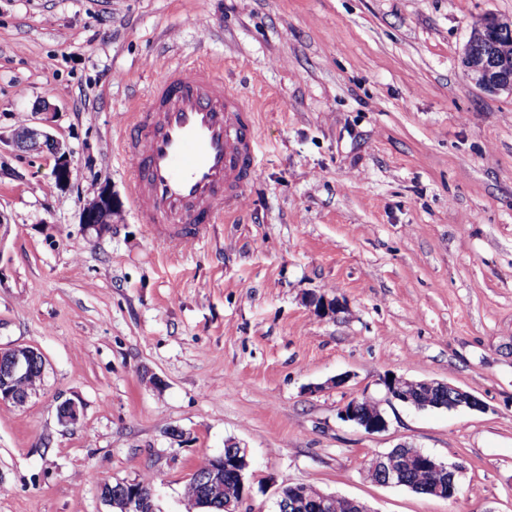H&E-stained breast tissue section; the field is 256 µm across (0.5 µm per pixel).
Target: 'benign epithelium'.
<instances>
[{
  "label": "benign epithelium",
  "mask_w": 512,
  "mask_h": 512,
  "mask_svg": "<svg viewBox=\"0 0 512 512\" xmlns=\"http://www.w3.org/2000/svg\"><path fill=\"white\" fill-rule=\"evenodd\" d=\"M491 36L507 35L512 33V20L502 19L497 16L485 17L471 33L461 56V65L468 78L479 88L498 93L507 91L512 94V65L497 59L486 50L478 48V32ZM14 143L17 147L29 151L48 150L57 156L54 175L57 182L65 185L72 176L71 156L56 138L47 131L34 126H23L14 133ZM116 210V200L112 190L104 186L94 199V206L83 207L81 223L89 228L102 232L111 223L112 213ZM314 312L322 317H334L341 310V304L336 298L326 295H311L308 298ZM38 366L40 371L46 369V359L35 347L26 345L0 346V404L13 403L23 405L30 397L28 392L17 390V380L28 376L33 366ZM411 380L403 376H385L381 384L386 391L387 401L408 404L414 401L408 384ZM418 384L423 388L440 386L448 391V408L459 406H472L475 409L482 408V404L470 393L461 391L451 385L436 383L434 381L420 380ZM82 413V405L74 400H65L57 406L59 421L64 425L76 423ZM341 417L362 427L366 432L373 434L383 432L388 427V421L382 412L372 415H364L359 411L357 399L347 402L340 410ZM419 460L439 473L448 474V486H438L437 492L446 493L453 497L461 486L460 477L463 474V466L459 463H445L431 454H420ZM249 466L247 450L239 448L237 457L227 460L219 454L213 458V466L202 483L203 495L218 491L224 486V470H233L241 486L240 501L251 497L246 487L245 470ZM101 497L118 512H143V502L140 489L136 481H121L116 485L104 482L100 485ZM277 504H288L290 512H326L330 507L333 496L318 493L316 496L307 495V487L299 484L282 485L277 491Z\"/></svg>",
  "instance_id": "obj_1"
}]
</instances>
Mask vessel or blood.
<instances>
[{"label":"vessel or blood","instance_id":"obj_1","mask_svg":"<svg viewBox=\"0 0 512 512\" xmlns=\"http://www.w3.org/2000/svg\"><path fill=\"white\" fill-rule=\"evenodd\" d=\"M252 107L217 67H167L144 104L127 115L119 148L132 164L141 223L169 247L192 243L190 224H218L258 174Z\"/></svg>","mask_w":512,"mask_h":512}]
</instances>
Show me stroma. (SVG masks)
I'll return each instance as SVG.
<instances>
[{"instance_id": "stroma-1", "label": "stroma", "mask_w": 512, "mask_h": 512, "mask_svg": "<svg viewBox=\"0 0 512 512\" xmlns=\"http://www.w3.org/2000/svg\"><path fill=\"white\" fill-rule=\"evenodd\" d=\"M489 15L512 0H0V344L47 360L37 394L0 404V512H110L101 484L144 477L159 512H199L185 486L230 439L240 512L296 483L371 512H512V94L460 66ZM199 60L255 109L259 172L168 248L117 145L165 66ZM34 125L70 151L67 187L13 144ZM104 185L99 233L81 210ZM389 374L482 407L387 403ZM363 395L386 431L340 419ZM401 444L463 464L461 493L367 481ZM116 210V200L112 190L104 186L94 199L93 207H83L81 212V222L88 228H93L101 233L108 224H111L112 213Z\"/></svg>"}]
</instances>
